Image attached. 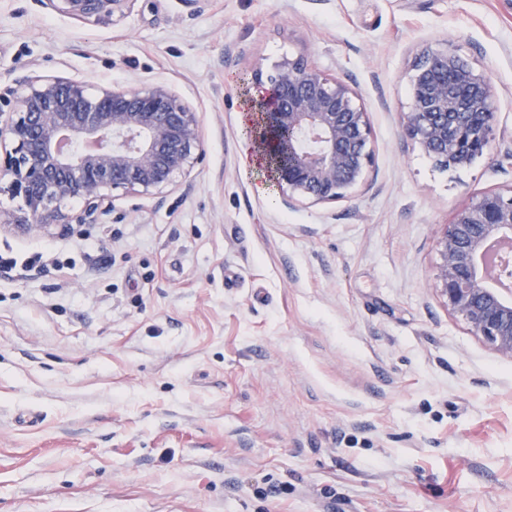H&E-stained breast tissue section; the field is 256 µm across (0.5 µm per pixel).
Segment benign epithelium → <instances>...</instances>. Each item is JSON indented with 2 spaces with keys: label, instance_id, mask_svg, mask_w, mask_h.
Wrapping results in <instances>:
<instances>
[{
  "label": "benign epithelium",
  "instance_id": "7a95c632",
  "mask_svg": "<svg viewBox=\"0 0 512 512\" xmlns=\"http://www.w3.org/2000/svg\"><path fill=\"white\" fill-rule=\"evenodd\" d=\"M135 0H46L51 10L106 24ZM258 97L254 141L284 202L328 204L348 197L373 163L368 113L356 93L302 57L252 69ZM405 132L444 167H463L490 150L497 120L490 79L446 45L412 65ZM202 155L198 113L169 86L102 88L36 75L0 109V181L22 200L0 224H84L114 201L154 195L190 173ZM83 202L75 214L68 208ZM512 244V193L488 192L462 209L437 242L436 290L451 314L512 359V268L493 277L484 255Z\"/></svg>",
  "mask_w": 512,
  "mask_h": 512
}]
</instances>
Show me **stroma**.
Returning <instances> with one entry per match:
<instances>
[{
	"mask_svg": "<svg viewBox=\"0 0 512 512\" xmlns=\"http://www.w3.org/2000/svg\"><path fill=\"white\" fill-rule=\"evenodd\" d=\"M495 89L489 155L443 167L404 131L423 49ZM350 86L374 163L286 206L244 168L241 82L285 57ZM163 82L204 157L82 225L0 228V512H512V360L435 289L457 213L512 188V0H136L114 24L0 0V103L28 76ZM55 254H45L42 252H35L30 255H18L12 252L0 253V269L2 270H12L16 269L18 266L23 269H31L33 266L41 265V267H45L47 262H50L52 265H61L66 260L60 258V256L55 259Z\"/></svg>",
	"mask_w": 512,
	"mask_h": 512,
	"instance_id": "1",
	"label": "stroma"
}]
</instances>
